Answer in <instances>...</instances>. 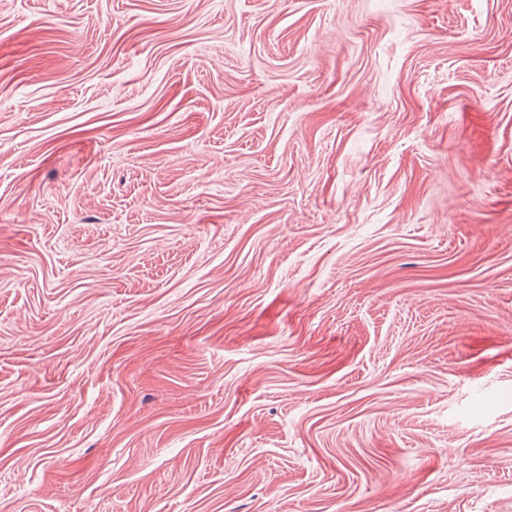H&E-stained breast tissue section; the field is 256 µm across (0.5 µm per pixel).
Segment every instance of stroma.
<instances>
[{
  "mask_svg": "<svg viewBox=\"0 0 512 512\" xmlns=\"http://www.w3.org/2000/svg\"><path fill=\"white\" fill-rule=\"evenodd\" d=\"M0 512H512V0H0Z\"/></svg>",
  "mask_w": 512,
  "mask_h": 512,
  "instance_id": "obj_1",
  "label": "stroma"
}]
</instances>
